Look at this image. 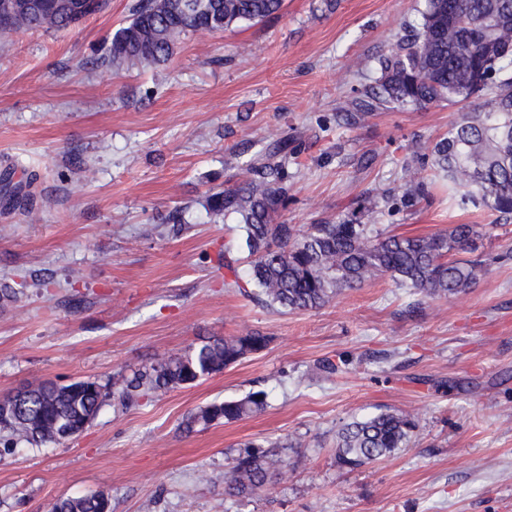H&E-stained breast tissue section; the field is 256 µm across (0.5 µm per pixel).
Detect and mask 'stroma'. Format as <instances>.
<instances>
[{"instance_id": "obj_1", "label": "stroma", "mask_w": 512, "mask_h": 512, "mask_svg": "<svg viewBox=\"0 0 512 512\" xmlns=\"http://www.w3.org/2000/svg\"><path fill=\"white\" fill-rule=\"evenodd\" d=\"M134 2L109 0L71 30L0 35V171L37 176L31 213L0 189V284L24 287L0 306V397L49 379L104 384L209 336L257 328L271 341L192 386L105 404L78 437L0 455V512L95 491L112 512H512V223L439 186L400 202L402 164L461 108L382 106L336 123L422 0H284L276 17L187 38L165 65L96 66ZM272 127L300 146L289 223L367 207L375 229L398 234L477 224L490 273L442 300L384 278L300 314L225 290L213 266L228 235L201 201L234 178L229 151L261 150ZM377 186L390 192L379 203ZM178 207L187 228L174 238L162 219ZM328 359L346 360L344 373H326ZM257 390L265 412L180 430L187 413ZM387 409L418 413L407 448L338 467L339 427ZM248 442L283 446L291 468L274 497L225 499L224 466Z\"/></svg>"}]
</instances>
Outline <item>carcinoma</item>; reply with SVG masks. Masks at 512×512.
I'll return each mask as SVG.
<instances>
[{"label":"carcinoma","instance_id":"cac0c4a2","mask_svg":"<svg viewBox=\"0 0 512 512\" xmlns=\"http://www.w3.org/2000/svg\"><path fill=\"white\" fill-rule=\"evenodd\" d=\"M106 0H0V34L18 30L60 31L99 13ZM282 0H137L129 21L107 39L102 63L114 70L169 62L178 44L194 34L223 32L260 22L280 11ZM419 26L380 60L374 99L394 108H426L442 102L472 103L448 133L401 166V200L416 206L435 178L448 182L459 205L473 206L512 222V0H424ZM250 158L232 151L225 164L236 180L211 189L203 207L213 222L238 221L237 248L248 252L240 270L234 247L224 245L217 269L224 288L255 305L297 313L320 308L344 291L385 277L426 299H448L483 279L488 263L466 258L480 237L477 224H454L422 236L372 234L357 214L304 230L282 218L288 200L290 159L296 155L279 128ZM259 330L211 336L188 349L155 358L130 375L28 386L0 399V446L42 448L85 429L107 400L127 407L158 392L221 373L267 347ZM266 392L215 401L182 422L191 433L214 422L239 421L268 407ZM419 427L410 412L380 411L343 424L336 436V464L350 470L389 458L406 447ZM288 458L273 450L245 449L224 466V499L256 492L272 496L288 473ZM46 512H111L102 492L50 502Z\"/></svg>","mask_w":512,"mask_h":512}]
</instances>
